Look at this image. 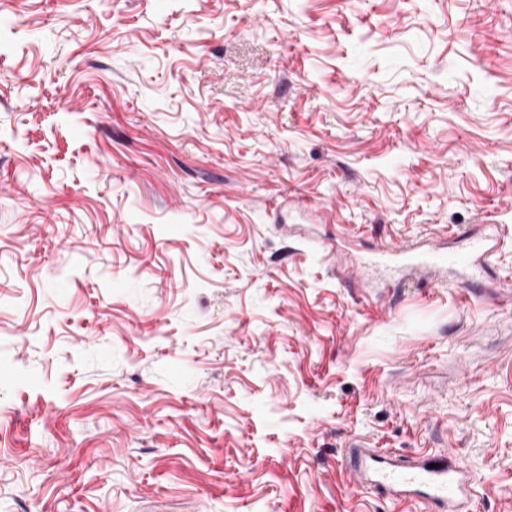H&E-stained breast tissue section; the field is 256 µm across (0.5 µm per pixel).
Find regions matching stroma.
<instances>
[{
    "label": "stroma",
    "mask_w": 512,
    "mask_h": 512,
    "mask_svg": "<svg viewBox=\"0 0 512 512\" xmlns=\"http://www.w3.org/2000/svg\"><path fill=\"white\" fill-rule=\"evenodd\" d=\"M498 282L512 0H0V512H428L353 443L512 512ZM425 246L422 252L414 253L409 246L399 244L383 248L379 254L404 263L410 268L426 267L430 273H438L448 266L466 264L472 257L479 260L489 251L488 245L480 238L472 239L465 253L446 250L445 247ZM368 459H378L384 463L374 478L368 473ZM430 464L427 460L401 464L391 459L367 454L360 448L351 449L347 458V468L358 482L378 487L384 492L403 495L424 494L438 507L437 511H454L450 508V503L464 488L458 477L461 472L460 466L428 468Z\"/></svg>",
    "instance_id": "stroma-1"
}]
</instances>
